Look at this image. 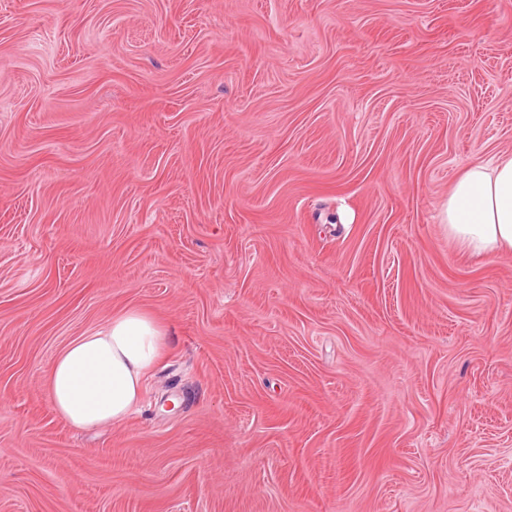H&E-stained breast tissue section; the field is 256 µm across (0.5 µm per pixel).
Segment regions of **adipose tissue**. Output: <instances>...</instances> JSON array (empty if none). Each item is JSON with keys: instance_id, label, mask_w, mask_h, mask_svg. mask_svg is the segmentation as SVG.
Wrapping results in <instances>:
<instances>
[{"instance_id": "adipose-tissue-1", "label": "adipose tissue", "mask_w": 512, "mask_h": 512, "mask_svg": "<svg viewBox=\"0 0 512 512\" xmlns=\"http://www.w3.org/2000/svg\"><path fill=\"white\" fill-rule=\"evenodd\" d=\"M441 220L469 257L512 253V155L467 167L448 193ZM166 348V327L136 308L74 338L47 376L56 412L78 430L123 421L138 406L145 380Z\"/></svg>"}]
</instances>
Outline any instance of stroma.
<instances>
[{
  "label": "stroma",
  "instance_id": "obj_1",
  "mask_svg": "<svg viewBox=\"0 0 512 512\" xmlns=\"http://www.w3.org/2000/svg\"><path fill=\"white\" fill-rule=\"evenodd\" d=\"M503 154L512 0H0V512H512V253L440 217ZM166 348L167 328L152 314L120 312L57 354L47 376L54 409L78 430L123 421L138 406Z\"/></svg>",
  "mask_w": 512,
  "mask_h": 512
}]
</instances>
